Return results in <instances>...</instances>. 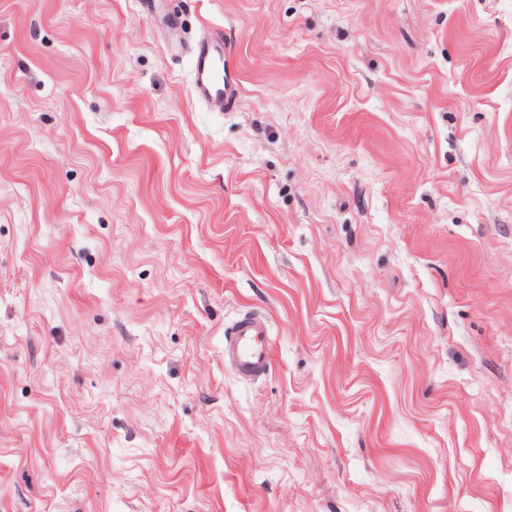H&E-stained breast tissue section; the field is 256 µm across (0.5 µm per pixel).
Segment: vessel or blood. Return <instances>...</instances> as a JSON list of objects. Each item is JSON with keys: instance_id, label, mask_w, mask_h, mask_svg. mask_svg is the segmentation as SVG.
Here are the masks:
<instances>
[{"instance_id": "vessel-or-blood-1", "label": "vessel or blood", "mask_w": 512, "mask_h": 512, "mask_svg": "<svg viewBox=\"0 0 512 512\" xmlns=\"http://www.w3.org/2000/svg\"><path fill=\"white\" fill-rule=\"evenodd\" d=\"M192 95L210 108H233L239 93L235 80L225 71L224 37L212 32L192 52ZM224 362L241 379L265 377L272 365L270 328L265 317L247 314L224 335Z\"/></svg>"}]
</instances>
